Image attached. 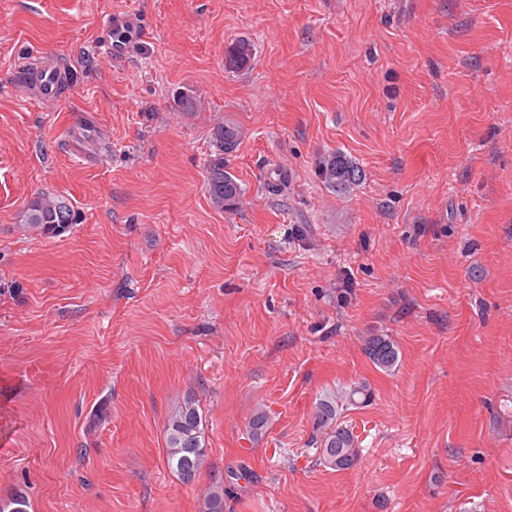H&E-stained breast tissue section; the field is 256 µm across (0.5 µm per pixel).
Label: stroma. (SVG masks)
<instances>
[{"label":"stroma","instance_id":"1","mask_svg":"<svg viewBox=\"0 0 512 512\" xmlns=\"http://www.w3.org/2000/svg\"><path fill=\"white\" fill-rule=\"evenodd\" d=\"M110 14L141 29L118 64ZM23 56L65 69L56 103ZM225 121L232 210L207 186ZM336 151L348 194L317 176ZM41 193L81 223L25 231ZM358 383L337 417L361 458L336 471L312 416ZM189 397L209 456L185 484L165 424ZM231 470L224 512H512V0H0V499L202 512ZM253 56V46L244 39L233 41L226 47L224 68L228 71H239L249 66ZM242 137V129L233 123H223L214 128L216 150L208 165L207 185L211 203L220 209H234L242 195L240 184L224 171V155L235 152ZM318 176L337 192L349 193L362 178L361 169L347 155L336 151L321 158ZM363 349L372 364L384 372L392 371L398 362L397 346L384 334L364 336Z\"/></svg>","mask_w":512,"mask_h":512}]
</instances>
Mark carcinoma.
<instances>
[{
    "instance_id": "1",
    "label": "carcinoma",
    "mask_w": 512,
    "mask_h": 512,
    "mask_svg": "<svg viewBox=\"0 0 512 512\" xmlns=\"http://www.w3.org/2000/svg\"><path fill=\"white\" fill-rule=\"evenodd\" d=\"M253 46L244 39L233 41L226 47L224 68L239 71L249 66ZM201 101L189 90L174 99V109L195 112ZM243 137L242 129L233 123L214 128L215 156L207 169V185L211 203L220 209H233L242 195L236 179L224 171V156L236 151ZM318 176L324 184L341 193L352 191L362 178L361 169L347 155L336 151L321 158ZM23 227L44 238L60 236L81 222L80 213L64 198L53 194L34 197L21 216ZM363 349L372 364L390 372L398 362V349L394 341L384 334H371L363 338ZM370 397L365 386H355L332 398L320 402L314 413L316 431L321 434L319 458L321 464L337 471L353 468L361 456V448L353 430L337 424L339 402L356 403L355 396ZM167 463L178 479L191 484L207 464L208 448L202 416L195 400L189 398L167 420ZM249 435L258 440L267 429V415L256 410L248 422ZM27 495L16 491L10 498L0 500V512H27ZM204 512H224V484L214 483L205 497Z\"/></svg>"
}]
</instances>
